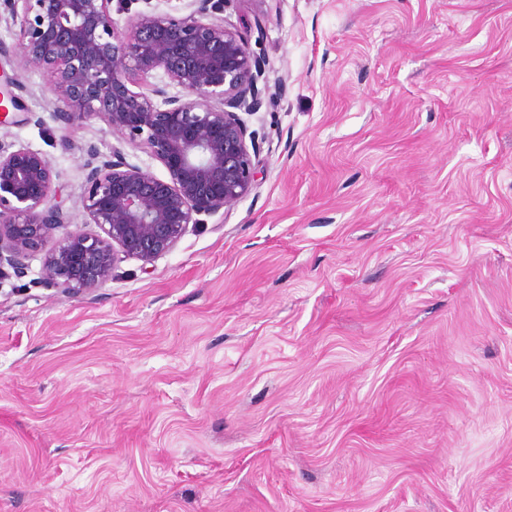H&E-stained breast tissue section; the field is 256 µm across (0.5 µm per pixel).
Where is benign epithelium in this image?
Segmentation results:
<instances>
[{
    "label": "benign epithelium",
    "instance_id": "benign-epithelium-1",
    "mask_svg": "<svg viewBox=\"0 0 512 512\" xmlns=\"http://www.w3.org/2000/svg\"><path fill=\"white\" fill-rule=\"evenodd\" d=\"M192 2L187 15L139 11L120 26L112 0H0V21H20L24 65L50 77L58 118L97 117L166 171L159 178L129 163L117 146L106 156L88 146L81 207L95 230L70 231L72 214L52 202V162L0 143V278L27 273L60 230L41 282L66 297L91 294L124 259L153 264L200 216L228 211L251 191L258 147L239 112L261 108L265 61L216 16L223 0ZM157 73L163 84L143 91Z\"/></svg>",
    "mask_w": 512,
    "mask_h": 512
}]
</instances>
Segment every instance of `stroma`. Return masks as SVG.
I'll return each instance as SVG.
<instances>
[{"instance_id": "stroma-1", "label": "stroma", "mask_w": 512, "mask_h": 512, "mask_svg": "<svg viewBox=\"0 0 512 512\" xmlns=\"http://www.w3.org/2000/svg\"><path fill=\"white\" fill-rule=\"evenodd\" d=\"M274 102L252 190L96 292L0 279V512H512V0H229ZM0 142L82 220L10 54Z\"/></svg>"}]
</instances>
